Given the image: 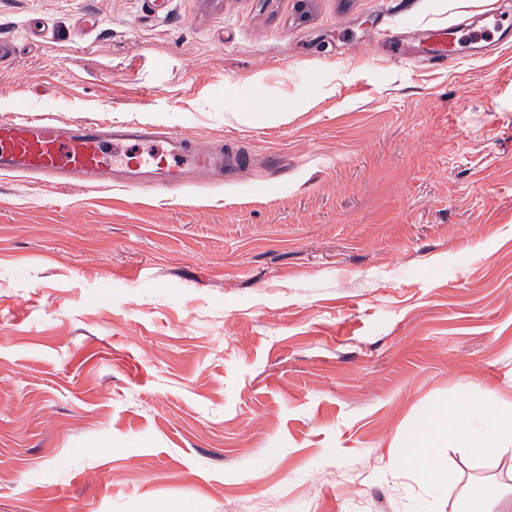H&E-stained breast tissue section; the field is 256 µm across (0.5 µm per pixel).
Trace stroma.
Returning <instances> with one entry per match:
<instances>
[{"label": "stroma", "instance_id": "stroma-1", "mask_svg": "<svg viewBox=\"0 0 512 512\" xmlns=\"http://www.w3.org/2000/svg\"><path fill=\"white\" fill-rule=\"evenodd\" d=\"M490 0H0V120L135 121L251 165L0 176V512H462L436 413L512 411V49ZM397 34L394 56L376 39ZM431 448V481L401 464ZM430 51L432 59L440 62H452L457 56L458 39L452 27L439 31H430Z\"/></svg>", "mask_w": 512, "mask_h": 512}]
</instances>
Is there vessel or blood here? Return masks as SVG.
Returning a JSON list of instances; mask_svg holds the SVG:
<instances>
[{"mask_svg": "<svg viewBox=\"0 0 512 512\" xmlns=\"http://www.w3.org/2000/svg\"><path fill=\"white\" fill-rule=\"evenodd\" d=\"M434 60L452 62L458 39L453 28L431 32ZM162 142L160 151L137 155L129 144ZM247 154L232 147H201L179 130L127 122L98 121L56 124L18 111L0 122V174H35L53 181L66 178L88 187L116 179L127 187L148 190L185 187L217 179L223 172L244 168Z\"/></svg>", "mask_w": 512, "mask_h": 512, "instance_id": "vessel-or-blood-1", "label": "vessel or blood"}]
</instances>
